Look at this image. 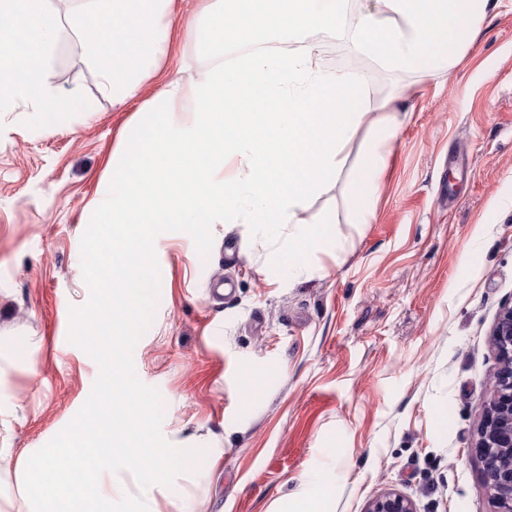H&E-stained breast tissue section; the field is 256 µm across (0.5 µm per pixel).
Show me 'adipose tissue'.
<instances>
[{
  "label": "adipose tissue",
  "mask_w": 512,
  "mask_h": 512,
  "mask_svg": "<svg viewBox=\"0 0 512 512\" xmlns=\"http://www.w3.org/2000/svg\"><path fill=\"white\" fill-rule=\"evenodd\" d=\"M174 0H85L69 17V26L84 40L101 90L113 103L124 105L138 97L143 84L161 70L174 24ZM25 15L38 35L28 55L17 59L0 51V111L19 99L35 103L38 112L73 111L71 95L46 80L57 24L43 9V0H0V22ZM335 472L321 468L308 489L289 499L286 512H331Z\"/></svg>",
  "instance_id": "adipose-tissue-1"
}]
</instances>
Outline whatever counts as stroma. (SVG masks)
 I'll return each instance as SVG.
<instances>
[{
	"label": "stroma",
	"instance_id": "stroma-1",
	"mask_svg": "<svg viewBox=\"0 0 512 512\" xmlns=\"http://www.w3.org/2000/svg\"><path fill=\"white\" fill-rule=\"evenodd\" d=\"M198 7L175 0L165 64L139 99L207 68L181 29ZM476 28L449 64L408 73L313 34L321 69L370 75L369 104L405 115L377 200L363 128L316 203L342 254L292 282L243 224L213 225L205 258L187 233L155 239L159 299L135 372L161 395L163 437L206 451L156 492L159 512L185 497L194 512H276L326 451L342 463L333 512L388 491L417 512H493L475 431L497 366L489 331L512 302V0H491ZM80 46L62 28L46 75L81 111L0 112V512H26L22 453L75 417L99 375L68 340L69 308L89 298L88 204L139 100L118 106L87 83Z\"/></svg>",
	"mask_w": 512,
	"mask_h": 512
}]
</instances>
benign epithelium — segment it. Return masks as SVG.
Listing matches in <instances>:
<instances>
[{"label": "benign epithelium", "instance_id": "7a95c632", "mask_svg": "<svg viewBox=\"0 0 512 512\" xmlns=\"http://www.w3.org/2000/svg\"><path fill=\"white\" fill-rule=\"evenodd\" d=\"M490 340L498 367L476 429V447L485 462L486 487L495 512H512V304L499 312ZM367 512H416V508L407 496L386 492L370 501Z\"/></svg>", "mask_w": 512, "mask_h": 512}]
</instances>
